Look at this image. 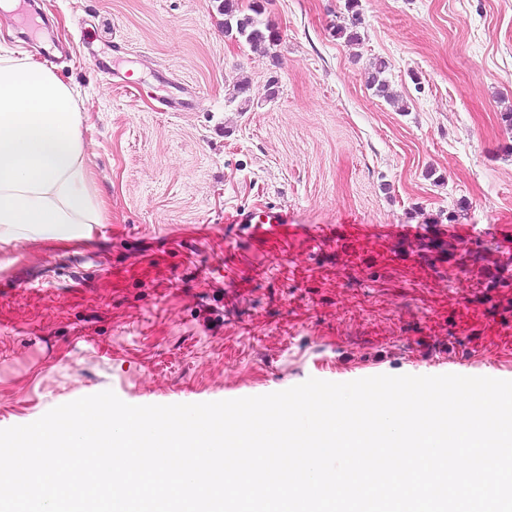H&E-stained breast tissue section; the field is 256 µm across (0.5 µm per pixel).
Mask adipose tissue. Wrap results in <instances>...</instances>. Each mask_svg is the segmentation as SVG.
I'll return each mask as SVG.
<instances>
[{"label": "adipose tissue", "mask_w": 512, "mask_h": 512, "mask_svg": "<svg viewBox=\"0 0 512 512\" xmlns=\"http://www.w3.org/2000/svg\"><path fill=\"white\" fill-rule=\"evenodd\" d=\"M87 110L34 57L0 56V242L83 239L102 223L85 161Z\"/></svg>", "instance_id": "adipose-tissue-1"}]
</instances>
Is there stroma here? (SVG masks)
Masks as SVG:
<instances>
[{
    "label": "stroma",
    "mask_w": 512,
    "mask_h": 512,
    "mask_svg": "<svg viewBox=\"0 0 512 512\" xmlns=\"http://www.w3.org/2000/svg\"><path fill=\"white\" fill-rule=\"evenodd\" d=\"M344 3L270 0L265 52L225 34L218 0L0 17V54H52L88 98L106 202L91 238L0 243V428L106 390L168 405L311 378L512 380V0H360L353 46L333 35ZM88 42L139 84L98 75ZM378 60L398 104L367 86ZM266 206L302 233L242 240L233 215ZM347 219L408 231L344 244Z\"/></svg>",
    "instance_id": "1"
}]
</instances>
